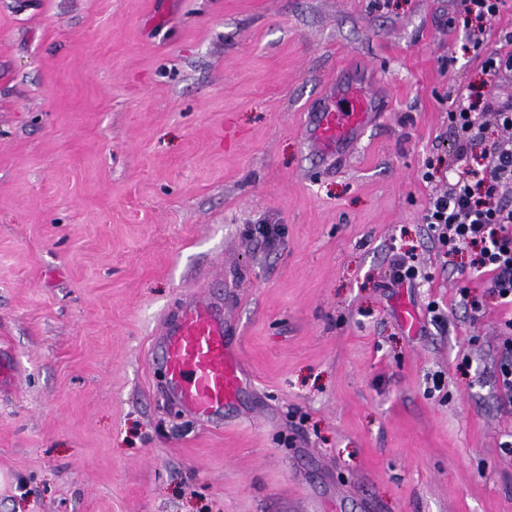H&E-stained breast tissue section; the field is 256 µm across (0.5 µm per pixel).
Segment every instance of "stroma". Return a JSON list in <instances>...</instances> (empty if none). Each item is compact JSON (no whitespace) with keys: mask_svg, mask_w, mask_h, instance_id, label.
Segmentation results:
<instances>
[{"mask_svg":"<svg viewBox=\"0 0 512 512\" xmlns=\"http://www.w3.org/2000/svg\"><path fill=\"white\" fill-rule=\"evenodd\" d=\"M463 20L459 0H0V512H512V309L421 220L512 0L482 38ZM347 86L375 106L330 165L307 124ZM397 252L428 279L391 287ZM197 292L248 380L218 423L167 400L152 342Z\"/></svg>","mask_w":512,"mask_h":512,"instance_id":"1","label":"stroma"}]
</instances>
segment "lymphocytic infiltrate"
Returning <instances> with one entry per match:
<instances>
[{
  "label": "lymphocytic infiltrate",
  "instance_id": "lymphocytic-infiltrate-1",
  "mask_svg": "<svg viewBox=\"0 0 512 512\" xmlns=\"http://www.w3.org/2000/svg\"><path fill=\"white\" fill-rule=\"evenodd\" d=\"M486 114L500 131L490 142L482 120ZM448 121L458 160L477 150L483 162L464 169L447 190L435 193L422 221L443 255L475 249L474 265L489 275L501 302L512 305V97L459 92L451 102Z\"/></svg>",
  "mask_w": 512,
  "mask_h": 512
}]
</instances>
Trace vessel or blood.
Returning a JSON list of instances; mask_svg holds the SVG:
<instances>
[{
  "mask_svg": "<svg viewBox=\"0 0 512 512\" xmlns=\"http://www.w3.org/2000/svg\"><path fill=\"white\" fill-rule=\"evenodd\" d=\"M372 108L371 98L336 93L314 114L308 137L325 153H341L364 128ZM227 326L217 299L190 296L166 318L157 338L166 389L198 420L221 416L245 384Z\"/></svg>",
  "mask_w": 512,
  "mask_h": 512,
  "instance_id": "vessel-or-blood-1",
  "label": "vessel or blood"
}]
</instances>
